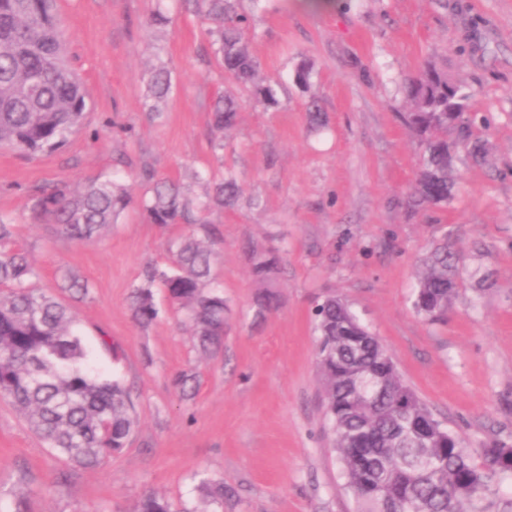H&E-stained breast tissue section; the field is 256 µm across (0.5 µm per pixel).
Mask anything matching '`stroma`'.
<instances>
[{
  "instance_id": "1",
  "label": "stroma",
  "mask_w": 512,
  "mask_h": 512,
  "mask_svg": "<svg viewBox=\"0 0 512 512\" xmlns=\"http://www.w3.org/2000/svg\"><path fill=\"white\" fill-rule=\"evenodd\" d=\"M262 74L278 82L264 107L242 91L224 158L209 148V105L221 68L201 62L198 17L151 21L156 0H57L68 52L89 109L63 150L0 149V213L18 217L37 288L74 311L86 363L130 388L137 425L122 454L91 467L66 462L0 399V512H132L155 492L198 501L201 476L223 480L224 512H357L332 448L315 356L313 309L345 300L389 349L404 380L461 441L512 443V0H243ZM313 65L328 121L311 128L295 82ZM175 83L161 118L146 107L152 68ZM428 66L463 83L481 115L476 161L455 149L453 199L410 204L420 166L402 121L405 82ZM188 181L192 170L234 169L262 201L212 212L223 238L212 265L228 307L224 348L195 349L182 317L156 291L159 318L136 324L130 294L143 267L165 265L178 225L150 223L130 206L90 240L27 220L32 186L116 175L140 198L143 167ZM447 239L458 289L443 319L412 300L421 259ZM286 249L277 311H260L251 250ZM86 284L72 296L69 279ZM108 337L114 351L105 350ZM194 370L191 398L173 385Z\"/></svg>"
}]
</instances>
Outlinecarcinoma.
Masks as SVG:
<instances>
[{
	"mask_svg": "<svg viewBox=\"0 0 512 512\" xmlns=\"http://www.w3.org/2000/svg\"><path fill=\"white\" fill-rule=\"evenodd\" d=\"M204 19L203 36L222 67L224 91L210 104V147L224 157V135L238 120V89L251 88L257 100L277 105L273 84L264 82L249 48L253 17L240 0H179ZM55 0H0V145L25 153L51 154L67 145L88 108L79 76L64 50ZM295 80L316 98L312 67L300 64ZM171 71L155 68L148 83V111L162 116L158 103L173 92ZM461 105L455 139L477 157L472 138L476 115L467 112L471 93L454 85ZM405 122L415 131L421 167L413 202H448V76L435 68L407 86ZM147 190L139 205L152 224L197 226L169 242L172 262L147 265L133 286L134 321L146 326L159 316L154 289L161 288L191 327L198 349L211 354L224 338V293L211 275L216 230L205 215L237 204L242 187L228 169H203L190 178L202 184L197 195L184 184L140 173ZM131 202L115 178L74 189L65 182L31 189L30 220L60 227L75 240L90 239L116 223ZM17 219L0 214V398L7 400L48 447L77 466L121 453L134 427L130 392L114 380L90 375L86 350L72 311L55 296L34 288L37 276L27 253L15 245ZM281 257L251 253V271L263 291L259 306L275 308ZM456 256L448 240L433 246L419 271L417 313L442 316L455 291ZM317 360L333 448L343 466L346 488L359 512H495L500 483L512 479V443L491 438L476 453L439 421L400 375L384 344L340 299L316 306ZM201 501L224 506V482L204 479ZM133 512H209L180 508L147 494Z\"/></svg>",
	"mask_w": 512,
	"mask_h": 512,
	"instance_id": "carcinoma-1",
	"label": "carcinoma"
}]
</instances>
